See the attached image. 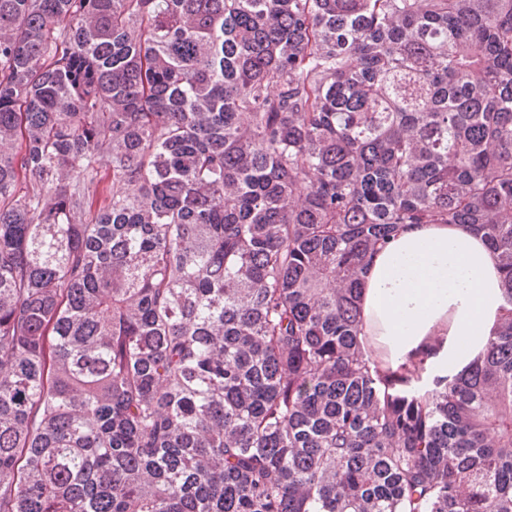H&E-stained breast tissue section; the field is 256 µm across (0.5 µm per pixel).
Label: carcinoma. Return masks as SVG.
I'll list each match as a JSON object with an SVG mask.
<instances>
[{
    "instance_id": "obj_1",
    "label": "carcinoma",
    "mask_w": 512,
    "mask_h": 512,
    "mask_svg": "<svg viewBox=\"0 0 512 512\" xmlns=\"http://www.w3.org/2000/svg\"><path fill=\"white\" fill-rule=\"evenodd\" d=\"M403 224L509 306L428 391ZM0 512H512V0H0ZM496 256L461 224H407L372 259L360 292L361 343L388 366L423 361L451 380L482 357L506 304Z\"/></svg>"
}]
</instances>
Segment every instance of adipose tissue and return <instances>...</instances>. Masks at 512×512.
<instances>
[{"instance_id":"adipose-tissue-1","label":"adipose tissue","mask_w":512,"mask_h":512,"mask_svg":"<svg viewBox=\"0 0 512 512\" xmlns=\"http://www.w3.org/2000/svg\"><path fill=\"white\" fill-rule=\"evenodd\" d=\"M507 307L496 256L460 224H408L372 259L360 292L365 355L423 361L452 379L482 357Z\"/></svg>"}]
</instances>
